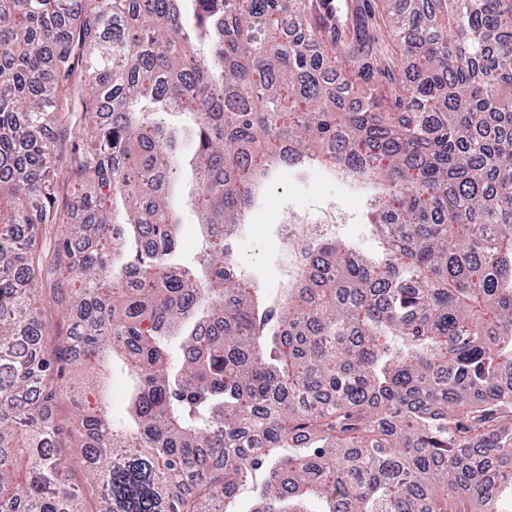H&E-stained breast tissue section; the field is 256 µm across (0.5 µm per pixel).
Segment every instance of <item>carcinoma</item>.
I'll list each match as a JSON object with an SVG mask.
<instances>
[{"mask_svg":"<svg viewBox=\"0 0 512 512\" xmlns=\"http://www.w3.org/2000/svg\"><path fill=\"white\" fill-rule=\"evenodd\" d=\"M326 2L0 0L7 223H57L50 168L86 142L51 260L0 237V512H206L246 484L248 512H512V0ZM356 82L385 93L347 105ZM310 160L364 193L380 250L288 238L302 270L272 298L231 243ZM47 265L71 323L50 347L22 307ZM95 369L126 376L122 415L59 416ZM199 237V226L194 217L186 216L185 224H180L179 228L180 251L185 258H191L195 254Z\"/></svg>","mask_w":512,"mask_h":512,"instance_id":"obj_1","label":"carcinoma"}]
</instances>
